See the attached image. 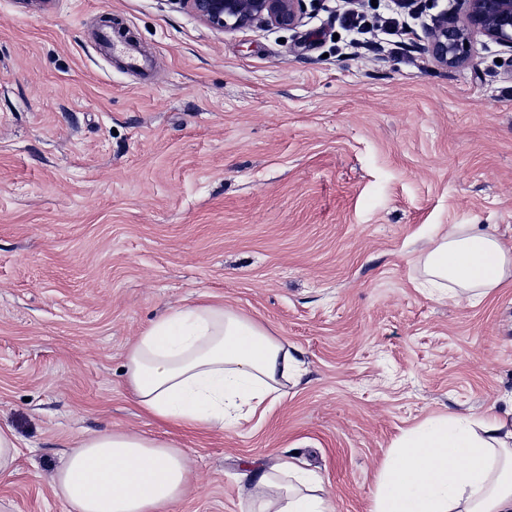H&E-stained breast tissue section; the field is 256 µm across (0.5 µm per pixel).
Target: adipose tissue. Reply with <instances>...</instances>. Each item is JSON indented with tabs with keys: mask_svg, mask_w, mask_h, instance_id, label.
<instances>
[{
	"mask_svg": "<svg viewBox=\"0 0 512 512\" xmlns=\"http://www.w3.org/2000/svg\"><path fill=\"white\" fill-rule=\"evenodd\" d=\"M431 288L480 302L505 286L512 246L477 224H452L424 249ZM296 359L261 323L204 299L151 322L125 356L126 388L148 417L223 430L280 397ZM190 462L174 444L104 430L63 458L54 484L66 512H167ZM241 490L253 512H334L320 478L260 465ZM371 512H512V419L488 412L406 432L384 460Z\"/></svg>",
	"mask_w": 512,
	"mask_h": 512,
	"instance_id": "adipose-tissue-1",
	"label": "adipose tissue"
}]
</instances>
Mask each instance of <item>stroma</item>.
<instances>
[{
  "label": "stroma",
  "mask_w": 512,
  "mask_h": 512,
  "mask_svg": "<svg viewBox=\"0 0 512 512\" xmlns=\"http://www.w3.org/2000/svg\"><path fill=\"white\" fill-rule=\"evenodd\" d=\"M455 7L362 0L351 30L345 0H305L295 28L222 33L172 0H0V512H65L60 459L105 429L188 456L170 512H249L241 474L278 462L370 512L405 430L512 407V287L422 286L439 226L512 241V51L478 37L437 64L427 29ZM204 293L302 375L265 415L185 434L134 405L125 353ZM16 442L9 429L0 428V474L10 472L15 462Z\"/></svg>",
  "instance_id": "obj_1"
}]
</instances>
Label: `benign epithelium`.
Wrapping results in <instances>:
<instances>
[{"instance_id":"obj_1","label":"benign epithelium","mask_w":512,"mask_h":512,"mask_svg":"<svg viewBox=\"0 0 512 512\" xmlns=\"http://www.w3.org/2000/svg\"><path fill=\"white\" fill-rule=\"evenodd\" d=\"M182 8L220 32H234L260 24L291 29L302 20L304 0H178ZM463 15L448 21L440 13L430 28L429 50L443 66L463 63L466 43L483 36L512 49V0H460Z\"/></svg>"}]
</instances>
